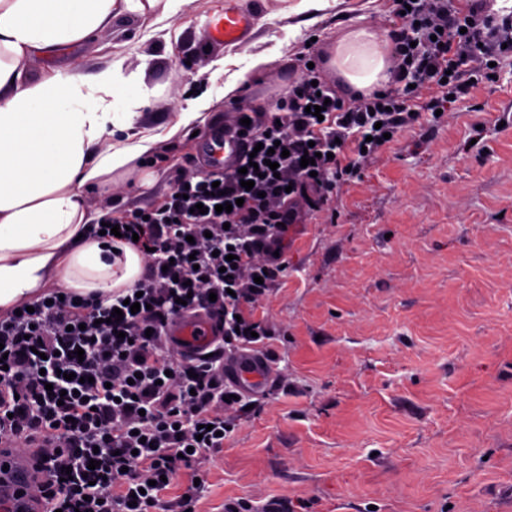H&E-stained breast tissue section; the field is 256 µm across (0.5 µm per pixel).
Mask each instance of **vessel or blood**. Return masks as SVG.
Returning a JSON list of instances; mask_svg holds the SVG:
<instances>
[{
	"label": "vessel or blood",
	"instance_id": "vessel-or-blood-1",
	"mask_svg": "<svg viewBox=\"0 0 512 512\" xmlns=\"http://www.w3.org/2000/svg\"><path fill=\"white\" fill-rule=\"evenodd\" d=\"M253 25L251 16L235 5H225L223 12L205 23L208 38L224 44L243 42ZM205 159L216 170L230 160V149L224 143L223 130L217 129L206 138ZM179 350L195 355L213 344L217 335L212 321L202 314H188L169 328ZM224 376L246 392H264L272 383L274 368L263 356L249 352L225 359ZM40 476L28 456L0 448V512H42Z\"/></svg>",
	"mask_w": 512,
	"mask_h": 512
}]
</instances>
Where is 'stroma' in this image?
Instances as JSON below:
<instances>
[{
  "instance_id": "stroma-1",
  "label": "stroma",
  "mask_w": 512,
  "mask_h": 512,
  "mask_svg": "<svg viewBox=\"0 0 512 512\" xmlns=\"http://www.w3.org/2000/svg\"><path fill=\"white\" fill-rule=\"evenodd\" d=\"M234 2L263 22L239 45L203 34L224 0H186L154 22L122 15L66 55L91 73L117 53L131 70L157 56L143 124L164 139L150 188L115 184L124 207L164 201L212 127L239 104L264 111L346 26L401 25L393 0H335L311 25L285 0ZM190 92L208 97L205 122L167 137ZM331 205L335 223L292 226L287 270L255 306L272 334L253 350L276 381L251 409L225 408L235 429L206 466L199 512L236 500L254 512H512V61L453 111L423 112Z\"/></svg>"
}]
</instances>
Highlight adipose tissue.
<instances>
[{"label": "adipose tissue", "mask_w": 512, "mask_h": 512, "mask_svg": "<svg viewBox=\"0 0 512 512\" xmlns=\"http://www.w3.org/2000/svg\"><path fill=\"white\" fill-rule=\"evenodd\" d=\"M184 0H0V314L55 282L81 295L108 296L133 285L143 257L126 244L88 238L100 217L88 192L111 196L116 176L134 172L160 135L142 126L146 97L138 73L113 58L97 73L79 63L35 61L71 51L126 12H174ZM385 33L348 27L332 64L355 90L393 80Z\"/></svg>", "instance_id": "obj_1"}]
</instances>
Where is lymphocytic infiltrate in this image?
<instances>
[{"label":"lymphocytic infiltrate","instance_id":"1","mask_svg":"<svg viewBox=\"0 0 512 512\" xmlns=\"http://www.w3.org/2000/svg\"><path fill=\"white\" fill-rule=\"evenodd\" d=\"M481 4L459 12L451 0H397L394 87L346 101L319 68L303 69L277 113L238 108L224 139L240 151L224 170L184 169L160 206L105 210L103 222L122 226V242L144 254L133 287L103 300L52 289L32 311L0 314V447L39 446L45 512H197L198 481L230 431L224 349L269 336L253 306L286 270L278 253L289 226L357 178L386 134L414 126L419 112L447 110L468 95L475 71L512 57V18L491 19ZM430 85L436 95L421 101ZM310 105L322 116L307 113ZM277 144L288 157L274 153ZM310 147L309 169L300 161ZM199 203L204 212H195ZM116 308L122 320L112 319ZM197 312L221 338L211 354L189 357L167 329Z\"/></svg>","mask_w":512,"mask_h":512}]
</instances>
